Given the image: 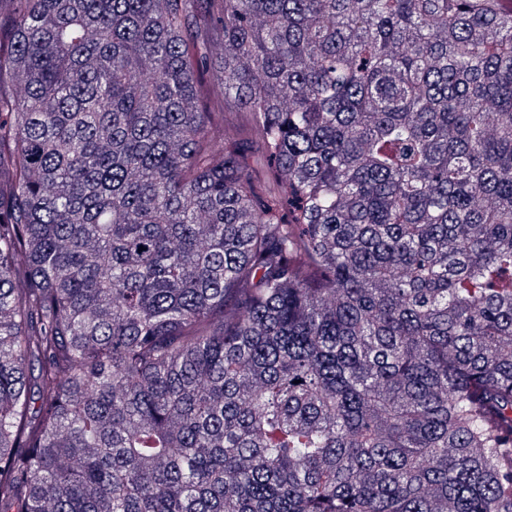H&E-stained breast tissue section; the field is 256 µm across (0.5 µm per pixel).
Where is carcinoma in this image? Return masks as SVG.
Instances as JSON below:
<instances>
[{
	"label": "carcinoma",
	"instance_id": "1",
	"mask_svg": "<svg viewBox=\"0 0 512 512\" xmlns=\"http://www.w3.org/2000/svg\"><path fill=\"white\" fill-rule=\"evenodd\" d=\"M5 4L0 512H512V5ZM209 107L212 112H224V97L219 88H212L209 95ZM224 126L235 132H242L252 139L257 132L252 128L250 117L242 112H224Z\"/></svg>",
	"mask_w": 512,
	"mask_h": 512
}]
</instances>
